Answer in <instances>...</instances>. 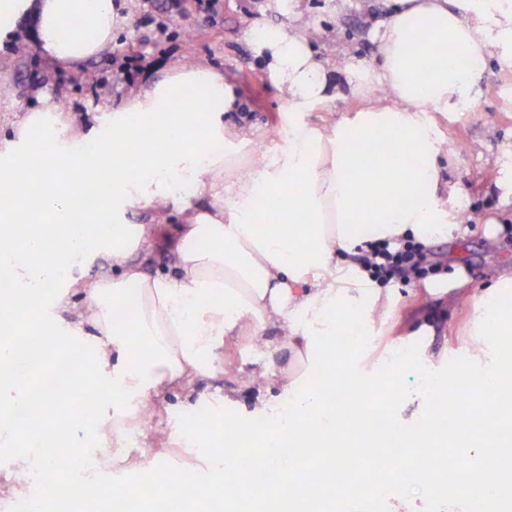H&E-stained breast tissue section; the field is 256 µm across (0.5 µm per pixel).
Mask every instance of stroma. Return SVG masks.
<instances>
[{
    "mask_svg": "<svg viewBox=\"0 0 512 512\" xmlns=\"http://www.w3.org/2000/svg\"><path fill=\"white\" fill-rule=\"evenodd\" d=\"M124 21L114 31L112 47L86 63L96 72V85H82L71 92L62 112L78 123L98 125L101 135L111 134L106 123L113 106L131 94L139 83L158 77L186 56L209 62L224 70L241 93L239 111L224 115V123L259 131L254 146L262 151L271 145L277 128L288 118L281 112L278 90L257 57L246 32L289 26L300 31L318 30L316 50L325 43L350 51L366 66L375 64V47L367 36L369 16L386 12L387 0H283L276 9L264 0H179L169 9L168 0H116ZM192 29L193 44H186L185 29ZM60 72L33 51L22 59L13 45L0 48V82L15 85L10 97L0 98V127L8 128L16 110L50 107ZM479 99L472 111L437 112L433 115L443 140L466 143L465 152L446 151L441 158L448 165L449 178L466 198L471 231L462 239L437 240L428 246L432 261L442 263V273L411 285L388 286L391 301L387 311L376 315L368 328V340L375 353L386 351L399 338H406L413 351H421L429 340L434 363L441 368L467 364L472 357L468 336L474 310L468 305L448 306L435 287L461 280L476 290L491 284L498 271L512 267V64L488 60L480 74ZM503 225V232L488 239V221ZM436 326L435 334L425 325ZM227 369L213 377L195 381L190 397L168 396L158 404L153 421L160 426H177L206 418L233 425L253 423V394L243 388V372L266 368L277 376L287 364V352L278 336L268 345L252 341L248 330L226 338ZM239 389V403L219 408L225 392Z\"/></svg>",
    "mask_w": 512,
    "mask_h": 512,
    "instance_id": "obj_1",
    "label": "stroma"
}]
</instances>
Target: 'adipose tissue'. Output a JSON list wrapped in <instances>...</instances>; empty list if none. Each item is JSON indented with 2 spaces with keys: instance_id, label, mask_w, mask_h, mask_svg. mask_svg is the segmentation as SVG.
<instances>
[{
  "instance_id": "1",
  "label": "adipose tissue",
  "mask_w": 512,
  "mask_h": 512,
  "mask_svg": "<svg viewBox=\"0 0 512 512\" xmlns=\"http://www.w3.org/2000/svg\"><path fill=\"white\" fill-rule=\"evenodd\" d=\"M389 6L369 27L378 67L346 65L353 94L375 85L389 96L364 97L354 116L329 127L301 118L328 99L326 68L307 35L285 26L253 32L292 116L286 137L255 154L250 137L224 127L240 99L235 83L197 63L169 69L113 107L112 134L95 153L82 151L83 131L42 109L27 110L0 135V198L18 202L0 212V270L11 281L0 290V461L9 472L0 499L24 512H53L64 496L82 500L107 479L108 465L143 468L126 445L133 435L165 446L190 439L207 461L191 487L168 486L169 512H191L192 501L249 483L246 449L222 448L235 439L262 446V462L276 475L252 494L262 512H317L358 449L395 444L407 448L402 463L415 470L418 488L398 495L389 512H417L439 474L451 486L440 500L443 512H467L475 484L492 512H512V496L499 489L512 473V422L499 410L503 373L512 367L501 343L512 336V318L497 311L498 289L512 285V270L471 297L472 335L497 348L479 380L486 396L480 415L454 406L469 366L428 370L439 403L426 414L424 439L400 425L365 431L350 418L383 389L399 404L413 363L398 364L383 380L362 364L363 340L339 349L325 344L384 307L381 288L358 264L368 243L407 233L425 244L469 234L462 194L439 163L444 147L432 115L477 102L488 58L512 61V0ZM119 22L114 0H0V41L28 24L44 57L67 70L110 47ZM145 115L153 121L147 132ZM48 140L57 149L37 156ZM223 140L227 150L209 151ZM186 183L196 200L183 195ZM92 189L100 207L83 210ZM159 206L173 208L181 228L168 246L171 272L149 276L130 256L155 227L130 223L127 214ZM98 223L110 224L111 235L89 238L85 225ZM102 255L115 276L88 277ZM75 294L80 304L72 303ZM245 323L259 342L277 329L290 351L294 367L278 382L291 411L262 405L259 427L240 432L192 424L164 436L153 431L145 415L153 398L187 391L209 374L224 357L225 337ZM136 342L142 349L135 364L128 350ZM317 365L321 378L306 383L304 370ZM89 380L94 401L61 413L62 400L78 396ZM340 386L349 390L345 409L330 401ZM446 416L456 421L458 452L445 466L435 429ZM61 443L88 472L64 489L47 454ZM308 444L322 472L306 483L293 451ZM36 471L43 495L32 500L24 479Z\"/></svg>"
}]
</instances>
